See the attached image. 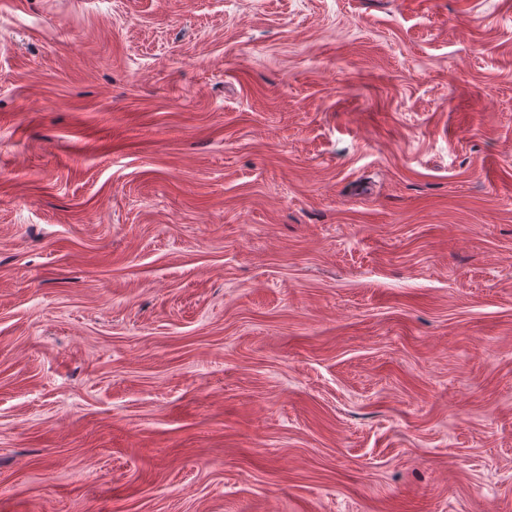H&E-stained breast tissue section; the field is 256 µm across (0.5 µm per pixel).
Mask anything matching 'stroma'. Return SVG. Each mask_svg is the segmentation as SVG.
Here are the masks:
<instances>
[{
	"label": "stroma",
	"mask_w": 512,
	"mask_h": 512,
	"mask_svg": "<svg viewBox=\"0 0 512 512\" xmlns=\"http://www.w3.org/2000/svg\"><path fill=\"white\" fill-rule=\"evenodd\" d=\"M0 512H512V0H0Z\"/></svg>",
	"instance_id": "1"
}]
</instances>
